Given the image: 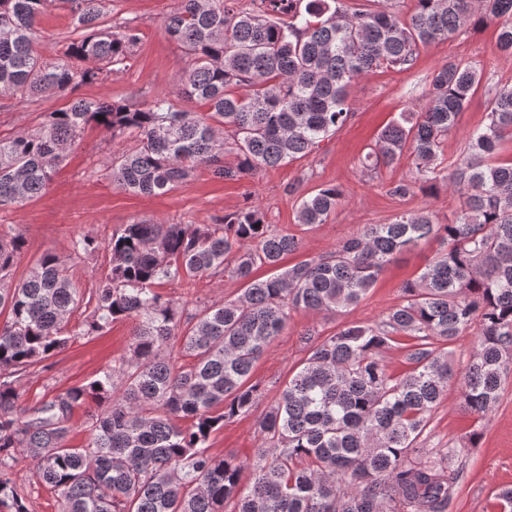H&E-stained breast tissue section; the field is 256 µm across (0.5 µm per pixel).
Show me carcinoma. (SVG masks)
Instances as JSON below:
<instances>
[{
  "label": "carcinoma",
  "mask_w": 512,
  "mask_h": 512,
  "mask_svg": "<svg viewBox=\"0 0 512 512\" xmlns=\"http://www.w3.org/2000/svg\"><path fill=\"white\" fill-rule=\"evenodd\" d=\"M108 0H0V94L20 102L63 101L34 130L0 137V210L44 196L68 153L96 126L137 145L104 162L118 188L159 196L200 166L218 179L254 177L302 158L352 116L347 89L379 69L413 67L420 46L494 23L499 48L512 54V0H414L404 15L390 0L372 8L347 0H175L161 26L185 65L176 98L96 101L77 95L128 65L143 33L114 21ZM69 12L72 37L47 57L35 48L40 18ZM481 74L458 60L429 82L428 106L405 111L380 133L367 168L409 153L418 180L388 193L445 187L462 199L453 221L428 210L390 224H365L325 257L268 277L300 241L244 207L215 224L125 225L107 242L72 241L80 258L105 250L109 273L88 294L65 260L41 256L19 281L13 267L23 234L0 226V506L30 512L15 467L25 456L59 512H447L464 465L455 448L420 439L448 384L464 408L491 412L512 375V162L496 158L512 134V87L496 90L486 122L468 133L453 169L443 166L445 137L475 94ZM103 119H98V116ZM236 164L224 165V135ZM342 199L324 187L301 200L298 223L324 224ZM423 240L433 258L401 286V300L376 326L350 323L330 336L309 330L308 355L259 420L252 483L243 462L218 458L210 437L252 413L262 392L255 364L295 312L341 314L374 288L395 257ZM245 283L219 304L186 303L165 282L225 269ZM129 321V351L90 381L53 399L25 403L21 380L81 338ZM477 327L461 372L440 343ZM402 344L408 372L394 376L384 349ZM192 358L178 363L179 356ZM85 440L71 443L80 407Z\"/></svg>",
  "instance_id": "cac0c4a2"
}]
</instances>
